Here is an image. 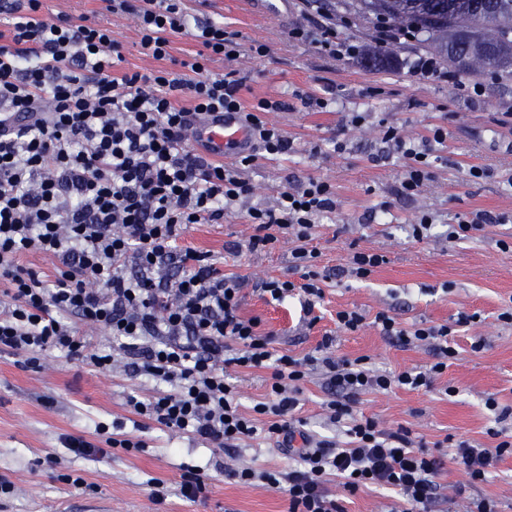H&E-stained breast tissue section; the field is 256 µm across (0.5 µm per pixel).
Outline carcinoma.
Instances as JSON below:
<instances>
[{
	"instance_id": "obj_1",
	"label": "carcinoma",
	"mask_w": 512,
	"mask_h": 512,
	"mask_svg": "<svg viewBox=\"0 0 512 512\" xmlns=\"http://www.w3.org/2000/svg\"><path fill=\"white\" fill-rule=\"evenodd\" d=\"M472 2L455 14L443 0H352L348 6L414 26L428 35L432 50L462 72L512 68V0Z\"/></svg>"
}]
</instances>
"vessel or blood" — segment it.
I'll use <instances>...</instances> for the list:
<instances>
[{
    "instance_id": "b4317fda",
    "label": "vessel or blood",
    "mask_w": 512,
    "mask_h": 512,
    "mask_svg": "<svg viewBox=\"0 0 512 512\" xmlns=\"http://www.w3.org/2000/svg\"><path fill=\"white\" fill-rule=\"evenodd\" d=\"M190 128L198 149L213 158L249 153L254 134L240 115L221 112L195 114Z\"/></svg>"
}]
</instances>
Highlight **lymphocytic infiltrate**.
I'll use <instances>...</instances> for the list:
<instances>
[{
	"instance_id": "lymphocytic-infiltrate-1",
	"label": "lymphocytic infiltrate",
	"mask_w": 512,
	"mask_h": 512,
	"mask_svg": "<svg viewBox=\"0 0 512 512\" xmlns=\"http://www.w3.org/2000/svg\"><path fill=\"white\" fill-rule=\"evenodd\" d=\"M105 3L112 15H136L139 46L160 68L114 76L123 54L111 27L45 16L42 0H0L9 19V39L0 43V113L25 119L0 125V350L54 349L101 374L120 366L153 380V394L126 400L141 429L155 424L228 450L260 436L275 441L294 467L232 468L228 475L284 490L288 512H345L330 488L335 478L350 496L369 486L395 490L400 502L391 512H433L443 458L409 428H380L354 404L365 392L429 389L456 356L450 327H406L386 311L371 320L337 311V331L354 333L370 322L401 347L431 346L435 361L423 370L381 372L370 357H336L328 335L300 358L271 351V333L240 314V278L180 239L188 225L220 224L225 213L246 206L248 251L271 250L282 234L297 241L291 256L299 281L268 278L259 293L279 303L297 297L310 310L331 274L307 243L320 219L339 208L336 192L312 178L273 204H252L245 171L296 148L264 118L280 103L245 106L235 71L212 74L208 65L246 51L263 55V46L243 48L237 32L210 22L195 28L199 50L170 70L163 66L170 37L191 28L184 0ZM192 112L243 113L256 147L228 166L207 159L190 143ZM382 141L404 159L401 194L417 195L429 177L431 144L405 140L392 125L384 126ZM31 251L58 258L53 283L21 264ZM130 265L136 275L127 274ZM85 326L111 336L112 350L93 348ZM235 368L270 372L267 393L251 411L239 403ZM313 373L333 395L328 418L343 425L344 441L313 437L297 425L300 383ZM453 448L451 458L467 477L454 487L460 495L512 454V435L491 450L466 440Z\"/></svg>"
}]
</instances>
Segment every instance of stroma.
I'll return each mask as SVG.
<instances>
[{
    "instance_id": "stroma-1",
    "label": "stroma",
    "mask_w": 512,
    "mask_h": 512,
    "mask_svg": "<svg viewBox=\"0 0 512 512\" xmlns=\"http://www.w3.org/2000/svg\"><path fill=\"white\" fill-rule=\"evenodd\" d=\"M186 5L198 20L224 22L243 46L262 43L268 48L263 57L245 54L231 64L217 60L210 65L216 73L239 71L245 104L260 99L284 104L269 118L297 151L248 171L254 202L273 203L279 192L322 178L334 186L340 207L316 226L311 242L319 266L331 272L312 325L299 299L279 305L255 289L269 276L299 280L291 262L292 240H280L268 252L246 251L244 242L253 229L239 209L220 224L189 225L183 244L222 257L224 273L240 277L242 315L259 318L279 351L301 357L333 333L337 356L367 355L376 369L398 372L429 366L432 350L424 344L400 347L372 326L337 333V311L356 308L371 319L387 310L406 325L424 321L451 326L450 343L458 358L431 389L366 393L356 408L382 428L410 427L429 444L450 436L494 448L497 440L489 433L494 414L485 402L493 398L512 406V324L498 318L512 306V252L496 245L512 237V186L504 180L512 173V120L505 118L512 113V74L481 71L477 78L485 84L484 93L463 97L445 79L413 75L410 63L425 51L419 38L393 48L392 63H373L365 50L373 44L375 16H361L337 6L336 0L312 5L288 0L287 11L274 16L260 0H186ZM43 11L76 23L110 26L124 46L119 72L158 66L140 50L135 16L114 17L102 0H44ZM327 17L347 19L343 35L360 46L358 56L335 59L318 44L290 39L293 27ZM315 98L327 99V108L312 106ZM351 112L364 113L361 126H350ZM385 123L415 142L431 137L438 127L448 132L431 158V178L414 198L398 194L400 157L381 164L370 160L383 148L380 130ZM474 166L483 169L482 177H470ZM476 211L502 214L507 221L466 239L448 240L449 224ZM424 212L436 217L432 235L412 241L409 226ZM355 247L384 254L386 264L366 279L349 277L345 269ZM463 313L478 314L480 320L458 325ZM477 336L484 337L485 346L475 352L471 344ZM26 360V355L0 351V480L15 486L14 493L0 494V512H286L284 492L237 483L215 467L223 461L233 467L287 471L292 460L275 442L246 440L228 451L169 430L141 432L133 425L126 398L152 394V382L120 369L103 375L54 350L39 353L37 366ZM301 388L298 416L305 430L319 438L334 436L325 411L329 394L320 377L308 378ZM115 421L123 422L127 437L146 440L147 450L132 454L111 448L100 453L105 438L95 429ZM69 435L96 445L97 453L81 455L66 448L63 439ZM187 466L201 470L207 482L205 493L193 501L179 493ZM67 473L92 484V491L64 482ZM461 478L459 466L446 462L438 478V512H465L470 498H490L498 512H512V456L498 461L487 481L470 487L467 499L457 500L452 487ZM155 480L163 481L166 489L159 503L150 497Z\"/></svg>"
}]
</instances>
